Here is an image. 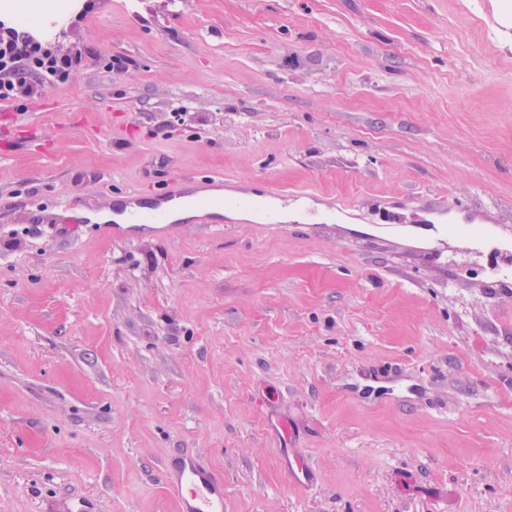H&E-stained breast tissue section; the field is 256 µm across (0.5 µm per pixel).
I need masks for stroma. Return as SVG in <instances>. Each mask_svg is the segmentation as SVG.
I'll return each instance as SVG.
<instances>
[{
  "mask_svg": "<svg viewBox=\"0 0 512 512\" xmlns=\"http://www.w3.org/2000/svg\"><path fill=\"white\" fill-rule=\"evenodd\" d=\"M77 2L86 69L0 103V143L7 110L58 137L0 159V512H178L196 454L224 512H512V278L477 250L512 242V0ZM172 175L288 218L62 206Z\"/></svg>",
  "mask_w": 512,
  "mask_h": 512,
  "instance_id": "35a3bbf8",
  "label": "stroma"
}]
</instances>
